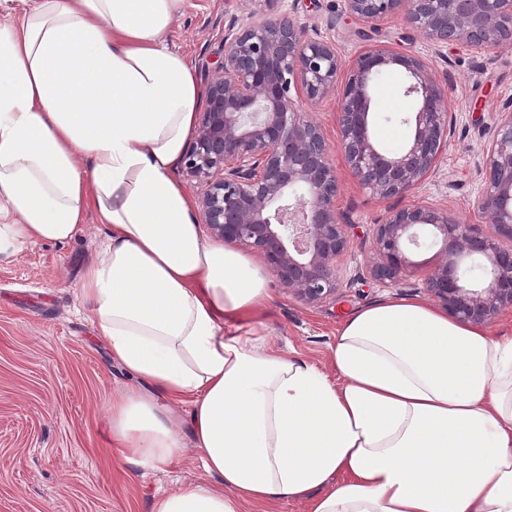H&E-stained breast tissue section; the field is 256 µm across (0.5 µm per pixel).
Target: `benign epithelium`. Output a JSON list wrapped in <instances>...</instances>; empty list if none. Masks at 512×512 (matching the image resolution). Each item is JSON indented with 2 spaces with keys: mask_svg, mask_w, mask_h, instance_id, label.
<instances>
[{
  "mask_svg": "<svg viewBox=\"0 0 512 512\" xmlns=\"http://www.w3.org/2000/svg\"><path fill=\"white\" fill-rule=\"evenodd\" d=\"M365 22L400 15L428 39L474 49L512 44V0H345ZM399 66L415 110L404 148L384 151L372 136V75ZM311 99L340 92L337 147L361 183L381 197H402L435 169L448 144L447 88L418 57L377 48L343 69L333 46L307 36L287 16L230 20L224 56L206 87L198 134L185 154L188 172L202 181L203 223L227 245L260 253L279 282L306 304L339 287L337 258L347 244L336 216L338 182L319 125L296 106L291 88ZM484 189L478 202L494 234L482 236L445 209L414 204L378 225L377 277L395 282L412 267L406 255L418 230L440 244V263L428 290L458 320L489 323L512 308V111L500 112L484 151ZM484 257L474 279L461 264Z\"/></svg>",
  "mask_w": 512,
  "mask_h": 512,
  "instance_id": "obj_1",
  "label": "benign epithelium"
}]
</instances>
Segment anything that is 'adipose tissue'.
<instances>
[{
	"label": "adipose tissue",
	"instance_id": "1",
	"mask_svg": "<svg viewBox=\"0 0 512 512\" xmlns=\"http://www.w3.org/2000/svg\"><path fill=\"white\" fill-rule=\"evenodd\" d=\"M183 4L0 0V255L106 226L79 294L131 379L112 437L207 475L150 512H512V337L385 298L339 330L336 382L271 341L265 272L174 175L204 97L169 39Z\"/></svg>",
	"mask_w": 512,
	"mask_h": 512
}]
</instances>
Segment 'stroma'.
I'll return each mask as SVG.
<instances>
[{
	"label": "stroma",
	"mask_w": 512,
	"mask_h": 512,
	"mask_svg": "<svg viewBox=\"0 0 512 512\" xmlns=\"http://www.w3.org/2000/svg\"><path fill=\"white\" fill-rule=\"evenodd\" d=\"M252 14L291 16L311 36L331 43L346 67L376 47L417 56L448 87L447 150L412 194L389 198L364 187L338 149L337 96L312 102L303 92L293 94L330 147L347 246L337 260L340 285L320 303L305 304L269 277L265 322L272 341L332 376L336 333L349 314L387 297L432 298L426 281L439 257L428 232H420L419 246L411 247L412 268L403 279L384 282L373 274L375 232L391 211L423 201L477 233H492L477 203L483 148L497 112L512 108V46L481 52L438 44L405 29L396 16L355 20L344 0H185L172 40L201 81L211 78L223 57L231 18ZM405 85L404 72L392 69L369 86L374 134L389 153L401 151L409 137L402 118L413 103ZM86 222V231L70 242H29L0 260V512H150L157 493L206 478L190 450L166 471L154 472L111 449L105 407L113 389L129 378L79 311L81 274L106 234L95 215Z\"/></svg>",
	"instance_id": "obj_1"
}]
</instances>
